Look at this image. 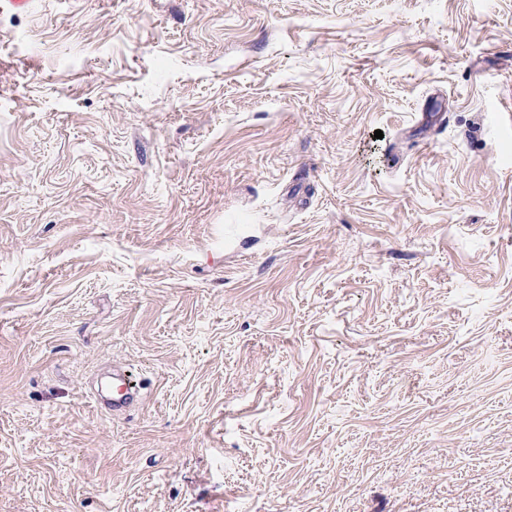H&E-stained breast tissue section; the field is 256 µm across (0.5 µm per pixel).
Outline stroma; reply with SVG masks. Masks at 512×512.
<instances>
[{
	"mask_svg": "<svg viewBox=\"0 0 512 512\" xmlns=\"http://www.w3.org/2000/svg\"><path fill=\"white\" fill-rule=\"evenodd\" d=\"M0 512H512V0L0 6Z\"/></svg>",
	"mask_w": 512,
	"mask_h": 512,
	"instance_id": "obj_1",
	"label": "stroma"
}]
</instances>
